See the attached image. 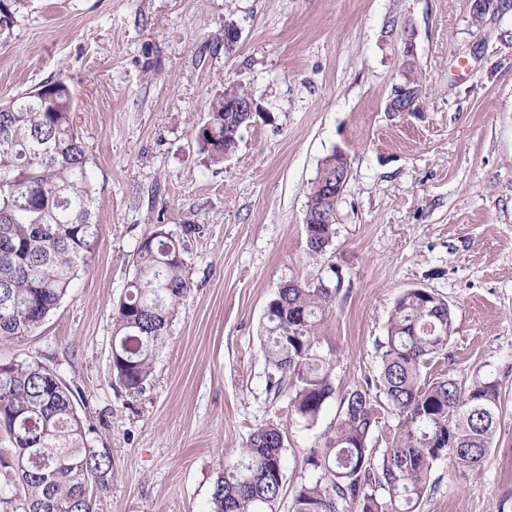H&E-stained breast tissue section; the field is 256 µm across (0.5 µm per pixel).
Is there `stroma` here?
I'll return each instance as SVG.
<instances>
[{
  "label": "stroma",
  "mask_w": 512,
  "mask_h": 512,
  "mask_svg": "<svg viewBox=\"0 0 512 512\" xmlns=\"http://www.w3.org/2000/svg\"><path fill=\"white\" fill-rule=\"evenodd\" d=\"M473 0H26L0 33V103L66 78L91 154L98 243L42 327L0 361H50L81 394L112 484L93 512H209L212 481L258 427L284 432L278 512L312 477L307 458L339 395L377 380L378 344L408 288L450 304L455 333L431 377L500 384V424L477 470L449 460L420 512H512V5ZM241 38L224 49V24ZM413 39L419 102L387 109ZM260 106L234 154L207 163L195 135L225 84ZM347 156L336 235L309 256L307 193ZM197 230L191 291L143 391L112 369V312L150 225ZM336 286L325 336L335 397L316 423L268 392L264 309L280 284Z\"/></svg>",
  "instance_id": "obj_1"
}]
</instances>
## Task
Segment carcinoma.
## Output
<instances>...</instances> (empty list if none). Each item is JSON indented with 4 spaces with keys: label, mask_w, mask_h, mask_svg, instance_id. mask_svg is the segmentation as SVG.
I'll return each mask as SVG.
<instances>
[{
    "label": "carcinoma",
    "mask_w": 512,
    "mask_h": 512,
    "mask_svg": "<svg viewBox=\"0 0 512 512\" xmlns=\"http://www.w3.org/2000/svg\"><path fill=\"white\" fill-rule=\"evenodd\" d=\"M74 93L62 77L0 103V342L35 333L88 265L98 238L90 152L74 128ZM195 141L213 164L224 162V92L209 102ZM336 171L320 165L308 198L323 197ZM312 256L331 246L335 224L305 213ZM185 241L155 224L134 254L135 276L113 311L112 371L132 395L141 392L165 340L171 310L190 291ZM336 289L323 281L293 283L264 311L262 352L269 390L315 422L336 391L335 360L323 353L324 329ZM454 332L448 301L410 288L395 302L379 343L383 399L370 387L341 398L342 413L307 458L314 478L295 490L293 512H417L431 492L436 463L451 459L478 469L500 422L499 383L479 379L463 389L452 378L427 379ZM76 392L41 360L0 361V429L13 447L6 484L18 486L24 512H92L112 483V454L89 446ZM397 419L392 426L385 420ZM389 431L388 448L373 446ZM284 438L267 425L225 460L211 489L210 512H277L284 486Z\"/></svg>",
    "instance_id": "obj_1"
}]
</instances>
